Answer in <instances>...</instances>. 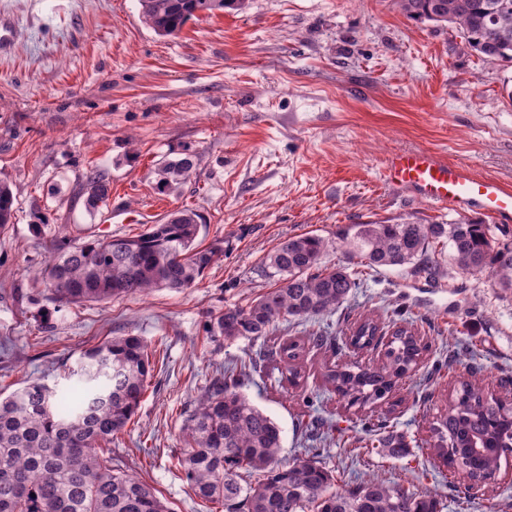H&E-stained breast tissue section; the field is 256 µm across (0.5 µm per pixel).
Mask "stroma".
Wrapping results in <instances>:
<instances>
[{
  "label": "stroma",
  "instance_id": "35a3bbf8",
  "mask_svg": "<svg viewBox=\"0 0 512 512\" xmlns=\"http://www.w3.org/2000/svg\"><path fill=\"white\" fill-rule=\"evenodd\" d=\"M185 150L197 156L193 173L160 191V162ZM400 150H428L512 187V67L479 59L448 26L408 19L395 0H247L239 12L198 13L167 38L143 23L138 0H0V180L15 198V220L0 233V393L35 379L65 387L87 348L143 338L154 371L112 459L171 512H210L179 466L181 427L216 374L253 357L258 369L240 390L280 427L281 461L308 447L323 418L336 442L320 460L339 484L375 474L438 498L441 512H484L422 441L469 366L493 393L512 379V290L462 273L450 247L438 282L366 268L334 315L289 325L293 336H336L359 316L398 314L424 337L415 374L375 411L411 440L404 458L372 447L361 414L323 383L326 365L376 364V351L307 350L306 379L294 387L279 363L260 360L261 342L205 331L214 315L277 287L266 257L290 237L334 242L344 224L456 219L385 182ZM93 168L110 194L91 214L74 197ZM183 207L202 217L201 245L224 242L195 286L107 303L45 299L36 275L56 253L57 225L73 238L132 237ZM39 214L48 226L37 236ZM345 262L334 242L324 265ZM462 348L469 363L449 365V350Z\"/></svg>",
  "mask_w": 512,
  "mask_h": 512
}]
</instances>
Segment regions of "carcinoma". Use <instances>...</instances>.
I'll use <instances>...</instances> for the list:
<instances>
[{
	"mask_svg": "<svg viewBox=\"0 0 512 512\" xmlns=\"http://www.w3.org/2000/svg\"><path fill=\"white\" fill-rule=\"evenodd\" d=\"M246 0H139L141 16L159 37L179 34L202 11H239ZM417 22L452 26L479 58L512 63V0H396ZM196 155L182 152L158 169L161 190L184 183ZM85 207L109 195L98 170L87 175ZM10 185L0 181V232L13 223ZM199 215L184 208L136 237L71 239L41 270L38 281L50 299L66 304L105 302L157 288H190L220 256L223 241L197 242ZM349 260L364 267L409 266L427 282L441 273L437 247L450 245L456 266L471 276L488 274L512 288V240L494 238L488 222L461 216L438 223L411 215L351 224L337 234ZM330 240L313 233L290 237L268 256L281 285L244 306L211 318L210 338L261 340L264 356L277 361L293 386L304 378L300 358L331 341L323 332L272 340L280 322L328 316L359 285V272L328 267L322 258ZM384 327L362 316L343 335L358 349L382 342ZM384 343V342H382ZM380 365L333 364L326 384L358 411L389 400L398 384L416 371L426 345L415 331L399 327L384 343ZM153 372L148 345L138 336H114L87 349L76 382L55 397L31 381L0 398V512H170L155 490L126 473L101 444L121 433L138 410ZM470 370L460 379L445 412L430 423L428 448L456 461L481 491L495 481L501 458L512 452V406L486 391ZM237 367H226L197 400L183 424L180 466L193 496L218 503L224 512H440L439 501L400 483L369 477L336 486V471L323 466L317 449L306 448L292 463L279 458L282 440L274 420L238 390ZM387 456L403 458L402 435L378 439ZM262 474L255 485L243 476Z\"/></svg>",
	"mask_w": 512,
	"mask_h": 512,
	"instance_id": "obj_1",
	"label": "carcinoma"
}]
</instances>
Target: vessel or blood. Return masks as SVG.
I'll list each match as a JSON object with an SVG mask.
<instances>
[{
  "instance_id": "vessel-or-blood-1",
  "label": "vessel or blood",
  "mask_w": 512,
  "mask_h": 512,
  "mask_svg": "<svg viewBox=\"0 0 512 512\" xmlns=\"http://www.w3.org/2000/svg\"><path fill=\"white\" fill-rule=\"evenodd\" d=\"M387 183L415 191L435 207L459 212L478 209L512 218V189L492 179L473 176L461 165L448 163L426 150L393 153L386 165Z\"/></svg>"
}]
</instances>
